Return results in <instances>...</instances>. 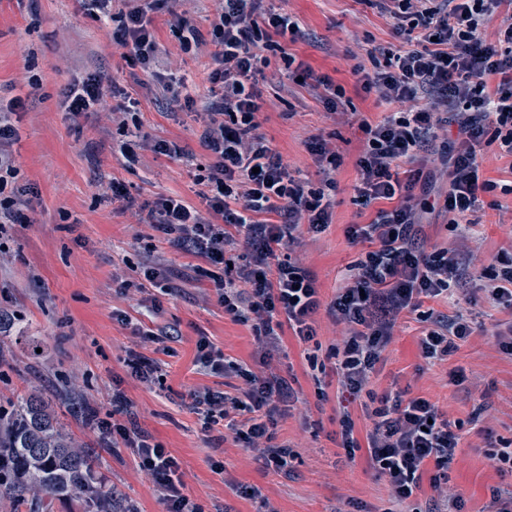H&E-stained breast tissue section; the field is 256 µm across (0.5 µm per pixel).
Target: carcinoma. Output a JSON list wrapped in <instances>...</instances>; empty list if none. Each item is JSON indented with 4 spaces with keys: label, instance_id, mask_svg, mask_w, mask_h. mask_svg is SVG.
Instances as JSON below:
<instances>
[{
    "label": "carcinoma",
    "instance_id": "cac0c4a2",
    "mask_svg": "<svg viewBox=\"0 0 512 512\" xmlns=\"http://www.w3.org/2000/svg\"><path fill=\"white\" fill-rule=\"evenodd\" d=\"M96 467L95 454L41 400L18 395L0 412V494L12 512H55L57 502L112 512V485Z\"/></svg>",
    "mask_w": 512,
    "mask_h": 512
}]
</instances>
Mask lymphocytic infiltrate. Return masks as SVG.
Returning a JSON list of instances; mask_svg holds the SVG:
<instances>
[{
  "mask_svg": "<svg viewBox=\"0 0 512 512\" xmlns=\"http://www.w3.org/2000/svg\"><path fill=\"white\" fill-rule=\"evenodd\" d=\"M393 22L401 48L384 49L372 70L355 67L358 83L379 100L400 102L404 111L373 123L362 121L364 146L356 160L359 184L355 201L376 206L374 218L347 229L350 240L369 244L364 259L342 272L336 295L322 306L315 276L281 258L280 248L299 242L301 231L319 235L331 224L329 190L340 157L323 136H311L306 147L324 174L321 187L295 178L281 154L260 133L264 107L257 77L270 64V53L308 83L330 113L345 110L346 91L327 76L295 66L280 39L298 36L300 26L286 13L263 9L261 0H223L212 23L214 45L209 79L213 100L209 123L200 137L209 162L200 182L206 213L180 196L166 195L144 203V223L163 234L184 253L215 267L214 294L233 321H254L255 355L264 367L255 373L228 359L207 337H199L195 364L208 375L233 374L246 383L232 394L204 390L192 393L202 408L204 430L226 423L236 440L260 449L265 467L285 471L294 452L272 445L278 402L290 397L287 379L273 367L283 349L285 331L308 342L317 334L315 315L326 308L344 331L328 356L332 366L308 356L310 369L332 370L340 389L360 393L368 384L393 336L399 315L419 308L423 299L455 300L471 260V215L481 194L495 182L482 178L485 146L499 143L501 157L512 158V0H365ZM178 0H126L120 15L119 43L126 57L143 73H152L160 53L153 15L167 11L169 24L190 50L200 35L178 13ZM452 127L442 160L448 169L443 207L458 235L452 246L429 252L420 244L422 227L415 219V190L423 177L437 131ZM19 131L0 116V235L7 225L25 223L22 208L34 186L20 182L9 150ZM409 171H401L403 163ZM473 333L460 318L436 320L419 340L428 364L447 360ZM130 402L120 389L112 391V421L99 429L113 447L135 454L141 470L155 482L165 512H203L184 491L179 463L161 444L130 419ZM372 427L358 439L350 412L339 420L341 446L347 456L365 450L372 467L387 477L396 503L422 489L427 468H435L432 487H439L460 444V423L443 418L428 399L388 392L367 406Z\"/></svg>",
  "mask_w": 512,
  "mask_h": 512,
  "instance_id": "lymphocytic-infiltrate-1",
  "label": "lymphocytic infiltrate"
}]
</instances>
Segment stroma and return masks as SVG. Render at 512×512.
Instances as JSON below:
<instances>
[{"mask_svg": "<svg viewBox=\"0 0 512 512\" xmlns=\"http://www.w3.org/2000/svg\"><path fill=\"white\" fill-rule=\"evenodd\" d=\"M270 5L299 22L301 34L286 42L287 52L315 74L343 85L351 99L349 114H327L277 56L259 82L265 100L261 130L290 171L320 186L322 175L305 148L313 135H323L342 157L329 229L315 238L302 234L301 245L291 252L293 260L315 274L322 307L315 316V340L284 336L278 372L292 380L294 394L283 406L274 441L293 448L295 456L282 473L263 467L255 450L226 440L223 427L203 431L191 392L239 387L243 381L200 373L194 364L198 338L208 337L226 356L249 365L254 331L225 316L210 280L193 272L198 258L163 240L142 223L139 212L140 205L161 194L203 206L199 135L211 98L210 31L218 0H181L179 11L202 35L199 48L189 53L181 50L168 14L154 15L159 70L185 78L194 99L189 110L171 105L158 88L137 89L143 73L117 45L118 21L99 19L83 0H0V100L19 97L25 102L16 115L20 137L12 152L21 179L38 189L28 204L29 223L9 226L0 236V313L29 322L42 340L34 352L15 343L11 333L0 334V399L42 396L74 437L95 449L99 474L137 512H163L164 506L131 450L100 439L97 423L111 419L116 385L130 400L140 429L177 458L186 489L203 512H257L263 497L278 512H355L359 505L366 512H391L393 507L388 480L371 468L366 452L347 458L336 440L343 406L353 414L358 437H365L370 423L359 400L339 392L332 376L326 380L328 398L320 400L306 373L307 355L325 357L342 331L326 307L340 272L366 250L346 236L348 225L369 222L374 215L354 203L355 162L363 140L359 124L382 121L400 106L356 93L353 69L368 61L357 55L358 47L393 44L391 23L358 0H270ZM91 75L111 81L103 89V107L73 117L64 106L63 90ZM33 79L38 88H30ZM131 89L138 92L141 134L177 143L184 156L142 150L137 162L126 160L122 147L129 136L118 113L124 92ZM499 152L498 145L486 147L481 165L498 187L481 194L474 214L477 241L465 284L470 299L455 305L426 299L421 305L440 315H463L472 322L473 335L449 361L431 366L419 351L425 323L417 313H402L369 383L379 394L410 389L461 422V443L448 475L465 512H490L494 492L512 493V475L500 473L487 457L488 445L512 448V352L502 347L512 331V314L485 302L480 292L512 230V171L498 161ZM114 179L130 190L133 208L118 212L104 200ZM156 260L179 277L174 293L159 295V308L152 312L140 304L138 293L123 294L118 287L121 281L137 280L142 265ZM116 309L133 324L177 330L170 353L156 352L154 344L133 335L131 326L113 320ZM131 351L157 356L159 380L144 383L127 373L124 360ZM455 370L463 372V381L451 380ZM242 486L254 489L255 497L239 494Z\"/></svg>", "mask_w": 512, "mask_h": 512, "instance_id": "1", "label": "stroma"}]
</instances>
